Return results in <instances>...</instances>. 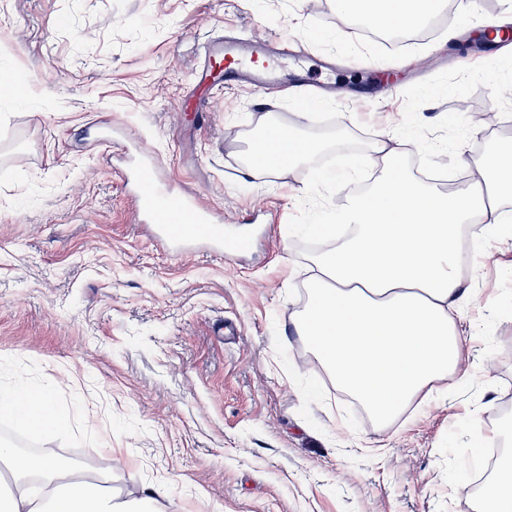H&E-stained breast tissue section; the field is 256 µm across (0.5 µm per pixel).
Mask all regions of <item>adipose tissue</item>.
I'll return each instance as SVG.
<instances>
[{
  "label": "adipose tissue",
  "mask_w": 512,
  "mask_h": 512,
  "mask_svg": "<svg viewBox=\"0 0 512 512\" xmlns=\"http://www.w3.org/2000/svg\"><path fill=\"white\" fill-rule=\"evenodd\" d=\"M447 0H336L341 13L372 26L406 30L429 20ZM251 136L240 165L256 179L301 165L315 181L348 191L354 177L314 167L321 143L275 117ZM425 142L384 131L368 145L362 166L380 167L373 188L343 212L345 231L311 224L320 247L306 301L292 324L307 351L338 390L359 400L378 428L400 417L419 396L445 392L467 352L456 319L477 297L459 272L461 236L479 241L512 232V143L477 162L468 187L444 193L410 174L409 155L430 154ZM0 417L38 436L69 431L80 407L61 412L52 395L24 373L0 384ZM501 448L483 494L482 512H512V423L498 429ZM0 512H157L151 495L117 501L110 479L62 468L54 449L27 455L0 442Z\"/></svg>",
  "instance_id": "adipose-tissue-1"
}]
</instances>
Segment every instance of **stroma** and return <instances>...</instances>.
Listing matches in <instances>:
<instances>
[{"label":"stroma","mask_w":512,"mask_h":512,"mask_svg":"<svg viewBox=\"0 0 512 512\" xmlns=\"http://www.w3.org/2000/svg\"><path fill=\"white\" fill-rule=\"evenodd\" d=\"M449 2L464 39L512 15V0ZM361 27L332 0H0V72L16 88L0 103V354L87 416L47 439L0 419V440L111 473L160 512H473L478 439L512 417V239L462 272L478 298L462 322L480 330L467 383L378 429L306 361L291 322L316 245L288 227L335 221L343 194L302 167L258 180L237 161L268 110L299 122L295 94L228 86L209 112L185 108L201 43L251 34L304 48L288 74L318 87L302 132L330 156L409 128L436 147L428 170L451 173L460 153L512 141V99L491 92L512 84L498 44L465 54L437 35L390 51ZM464 98L506 124L462 119ZM340 112L355 126L339 129ZM143 155L256 247L158 242L120 178Z\"/></svg>","instance_id":"stroma-1"}]
</instances>
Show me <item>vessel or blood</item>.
Masks as SVG:
<instances>
[{
	"instance_id": "1",
	"label": "vessel or blood",
	"mask_w": 512,
	"mask_h": 512,
	"mask_svg": "<svg viewBox=\"0 0 512 512\" xmlns=\"http://www.w3.org/2000/svg\"><path fill=\"white\" fill-rule=\"evenodd\" d=\"M200 54L202 65L196 70L195 79L201 92L193 102L199 112L207 111L210 100L226 85L246 81L261 88L279 77L278 54L262 39L210 38L202 43ZM133 201L138 210L151 216L159 238L171 243L208 241L221 229L220 222L201 209L195 198L172 186L159 187L149 163L141 164L137 170Z\"/></svg>"
}]
</instances>
